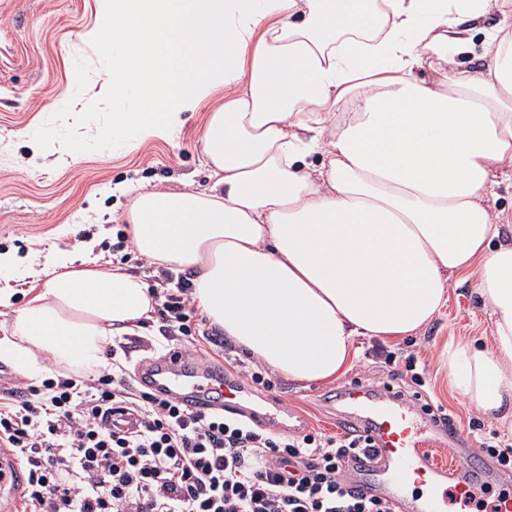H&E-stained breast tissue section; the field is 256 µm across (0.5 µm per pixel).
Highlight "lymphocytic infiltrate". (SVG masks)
<instances>
[{
    "label": "lymphocytic infiltrate",
    "mask_w": 512,
    "mask_h": 512,
    "mask_svg": "<svg viewBox=\"0 0 512 512\" xmlns=\"http://www.w3.org/2000/svg\"><path fill=\"white\" fill-rule=\"evenodd\" d=\"M152 295L161 335L194 356L210 339L192 287L160 272ZM138 418L110 426L108 412ZM361 436L283 435L216 410L185 409L134 386L122 368L0 387V447L25 470L19 512H392L356 494L344 472Z\"/></svg>",
    "instance_id": "f902f5d3"
}]
</instances>
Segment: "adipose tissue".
<instances>
[{"label":"adipose tissue","instance_id":"ef3b65f1","mask_svg":"<svg viewBox=\"0 0 512 512\" xmlns=\"http://www.w3.org/2000/svg\"><path fill=\"white\" fill-rule=\"evenodd\" d=\"M87 40L111 64L112 130L179 132L216 91L202 192H130L148 263L243 353L296 382L350 368L356 337L408 336L474 279L490 343L447 347L448 385L512 425V0H97ZM498 15L487 27L490 15ZM485 25L482 45L473 33ZM479 54L483 67L463 66ZM430 77H423V70ZM0 337V361L97 367L114 333L149 318L148 284L55 250ZM497 179L502 183L498 190V197L495 199H490L488 205L492 210H512V174L511 172H506V174H501L500 171H496Z\"/></svg>","mask_w":512,"mask_h":512}]
</instances>
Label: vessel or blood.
<instances>
[{
	"label": "vessel or blood",
	"instance_id": "b4317fda",
	"mask_svg": "<svg viewBox=\"0 0 512 512\" xmlns=\"http://www.w3.org/2000/svg\"><path fill=\"white\" fill-rule=\"evenodd\" d=\"M136 379L166 389L195 412H248L243 388L225 379L223 371L194 364L178 350L141 364ZM340 406L347 428L370 441L354 455L346 475L350 486L387 501L394 512H470L476 484L498 476L486 457L467 464L437 461L433 450L461 441V432L438 422L430 407L388 386L352 382L342 389Z\"/></svg>",
	"mask_w": 512,
	"mask_h": 512
}]
</instances>
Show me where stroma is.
<instances>
[{
  "instance_id": "35a3bbf8",
  "label": "stroma",
  "mask_w": 512,
  "mask_h": 512,
  "mask_svg": "<svg viewBox=\"0 0 512 512\" xmlns=\"http://www.w3.org/2000/svg\"><path fill=\"white\" fill-rule=\"evenodd\" d=\"M98 23L96 0H0V252L24 260L22 274L9 282L15 290L12 308H0V334L10 327L13 307L23 306L27 290L40 280L51 247L72 251L81 241L99 238L92 254L99 264L120 261L153 282L157 268L134 248L123 219L128 199L114 193L115 185L200 191L208 184L199 142L207 108L184 113L175 136L145 137L124 147L110 135L111 108L88 107L108 65L85 39ZM43 140L66 148L34 157L35 144ZM488 334V316L470 279L454 286L447 308L411 336L388 342L356 338L352 366L339 379L300 383L273 370L272 390L255 388L252 397L277 396L302 414L308 427L340 437L345 429L333 408L341 388L354 380L385 384L449 415L458 429L468 431L476 449L508 429L449 390L440 353L450 341ZM114 339L120 347L104 362L117 361L129 370L179 346L160 335L154 320ZM380 347L394 352L393 364L377 355ZM409 357L424 369V386L412 383L406 372Z\"/></svg>"
}]
</instances>
